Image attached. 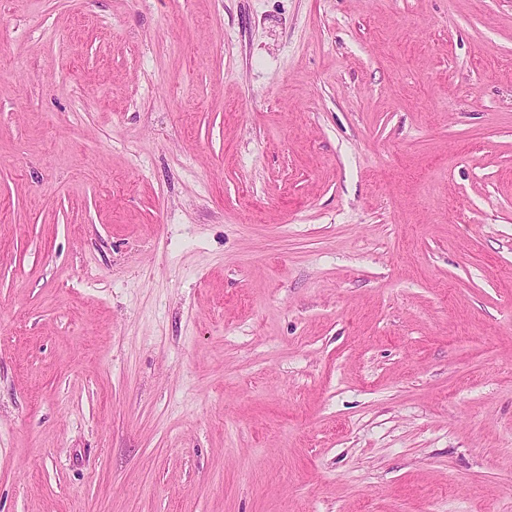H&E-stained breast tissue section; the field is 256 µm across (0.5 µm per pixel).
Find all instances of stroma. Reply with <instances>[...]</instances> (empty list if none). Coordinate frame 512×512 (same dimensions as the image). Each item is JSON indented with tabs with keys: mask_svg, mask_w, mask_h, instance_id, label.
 I'll use <instances>...</instances> for the list:
<instances>
[{
	"mask_svg": "<svg viewBox=\"0 0 512 512\" xmlns=\"http://www.w3.org/2000/svg\"><path fill=\"white\" fill-rule=\"evenodd\" d=\"M0 512H512V0H0Z\"/></svg>",
	"mask_w": 512,
	"mask_h": 512,
	"instance_id": "stroma-1",
	"label": "stroma"
}]
</instances>
